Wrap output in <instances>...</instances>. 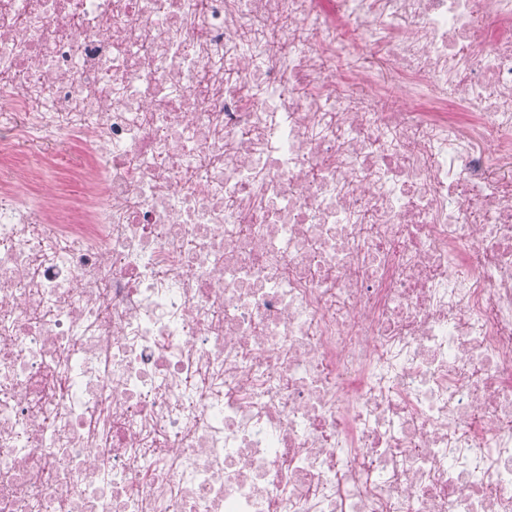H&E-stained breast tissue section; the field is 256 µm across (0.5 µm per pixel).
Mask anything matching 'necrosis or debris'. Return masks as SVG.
I'll list each match as a JSON object with an SVG mask.
<instances>
[{
  "label": "necrosis or debris",
  "mask_w": 512,
  "mask_h": 512,
  "mask_svg": "<svg viewBox=\"0 0 512 512\" xmlns=\"http://www.w3.org/2000/svg\"><path fill=\"white\" fill-rule=\"evenodd\" d=\"M0 169V512H512V0H0Z\"/></svg>",
  "instance_id": "1"
}]
</instances>
